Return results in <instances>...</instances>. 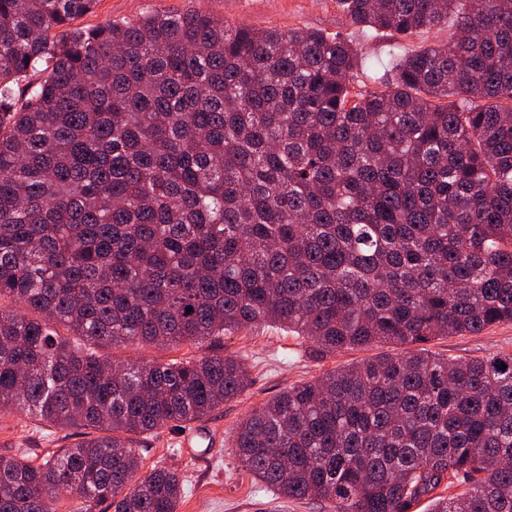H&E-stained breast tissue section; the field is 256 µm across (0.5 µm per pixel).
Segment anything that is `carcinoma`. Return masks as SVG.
Returning <instances> with one entry per match:
<instances>
[{
	"mask_svg": "<svg viewBox=\"0 0 512 512\" xmlns=\"http://www.w3.org/2000/svg\"><path fill=\"white\" fill-rule=\"evenodd\" d=\"M95 2L0 0V406L83 436L0 457V512L63 492L177 512L183 476L142 471L135 437L211 415L249 374L111 351L266 325L404 353L246 415L232 451L261 483L331 512H412L457 483L431 512H512V353L423 347L512 322V0H336L397 41L371 88L347 35L198 10L72 26Z\"/></svg>",
	"mask_w": 512,
	"mask_h": 512,
	"instance_id": "cac0c4a2",
	"label": "carcinoma"
}]
</instances>
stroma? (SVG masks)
<instances>
[{"label": "stroma", "mask_w": 512, "mask_h": 512, "mask_svg": "<svg viewBox=\"0 0 512 512\" xmlns=\"http://www.w3.org/2000/svg\"><path fill=\"white\" fill-rule=\"evenodd\" d=\"M189 10L224 18L232 26L247 24L257 29H309L343 34L352 31L336 0H97L80 23L95 26L109 20L137 19L149 12ZM428 348L457 360L512 353V323L477 334L439 337L429 342ZM218 351L242 361L249 372L248 387L211 416L138 437L137 448L144 469L171 466L184 473L186 490L178 512H330L327 504L321 502L281 499L274 489L242 469L231 452L233 432L246 413L261 407L284 388L315 380L328 371L368 357L399 354V347L379 344L325 357L316 353L309 341L266 326L201 346L184 343L165 351L141 346L117 348L113 355L134 363L144 359H189ZM195 429L213 435L214 446L183 451L180 439ZM76 441V436L45 427L35 416L0 409V457L22 453L37 464L59 449L72 447Z\"/></svg>", "instance_id": "obj_1"}]
</instances>
